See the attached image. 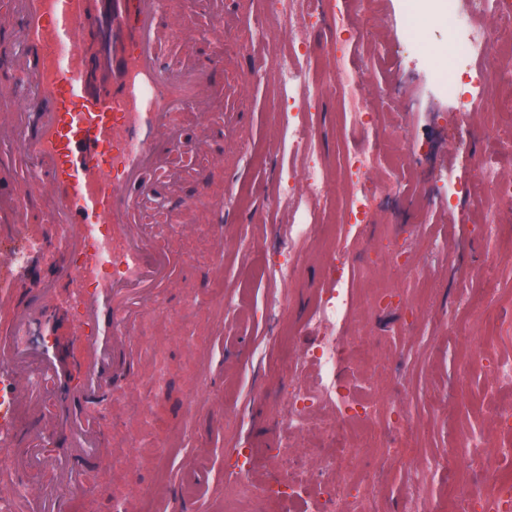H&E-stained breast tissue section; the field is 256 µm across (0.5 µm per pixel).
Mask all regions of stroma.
I'll use <instances>...</instances> for the list:
<instances>
[{
  "label": "stroma",
  "instance_id": "35a3bbf8",
  "mask_svg": "<svg viewBox=\"0 0 512 512\" xmlns=\"http://www.w3.org/2000/svg\"><path fill=\"white\" fill-rule=\"evenodd\" d=\"M184 7L198 21L201 56L223 59L224 81L209 124L201 125L188 108L179 128L187 137L205 128L215 159L185 157L164 172L172 177L171 195L188 203L206 195L208 208L226 220L167 234L181 273L144 303L129 336L147 373L126 385L118 404L124 418L112 429V454L121 463L104 470L97 485L65 487L73 512H127L131 506L162 512L164 493L182 498L187 512H224V484L241 454L261 484L279 485L284 448L309 470L321 469L327 452L317 432L269 425L284 379L280 359L298 357L313 343L304 324L326 286L329 248L341 245L356 256L370 236L387 232L396 234L409 264L423 265L424 272L397 282L402 302L389 309L370 305L383 277L358 282L354 310L365 357L343 382L354 392L372 386L384 405L404 396L411 428L356 431L353 464L377 481L376 512H402L405 489L418 475L427 498L448 512H464L465 503L448 494L442 464L449 456H456L457 476L469 487L489 493L496 480L512 478V458L494 451L512 444V429L495 421L497 407L512 403V387L497 386L468 359L483 334L480 310L512 325V209L500 214L488 236L477 231L478 207L466 197L452 211L442 205L405 217L383 206L370 223L339 234L335 217L343 190L329 188L320 200L306 194L307 160L296 154L292 137L317 84L325 88L313 110L318 160L336 166L341 152L364 136L340 129L327 42L333 9L321 6L319 21L290 26L270 0H224L233 24L215 31L208 0H184ZM344 8L363 36L345 60L360 69V95L384 118L366 136L381 138L393 151L417 145L411 165L433 182L449 175L467 180L480 158L512 183V152H501L493 139L499 114L472 107L478 137L471 141L447 122L448 79L461 74L447 18L411 9L407 0H346ZM301 47L306 75L283 87L271 63ZM437 47L447 48V63L435 60ZM288 176L294 195L285 198L278 187ZM306 212L324 224V235L303 254L293 281L278 285L263 275L265 260L282 226ZM217 234L224 237L219 254L212 248ZM278 290L287 302L274 327L264 307ZM473 432L493 448L475 465L465 457Z\"/></svg>",
  "mask_w": 512,
  "mask_h": 512
}]
</instances>
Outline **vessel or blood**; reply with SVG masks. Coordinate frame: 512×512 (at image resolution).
<instances>
[{"mask_svg":"<svg viewBox=\"0 0 512 512\" xmlns=\"http://www.w3.org/2000/svg\"><path fill=\"white\" fill-rule=\"evenodd\" d=\"M171 20L163 22L160 9ZM195 20L160 0H8L0 31L15 111L0 114L14 159L0 177L11 204L1 237L28 246L25 265L0 259V512H26L20 476L40 471L30 494L43 512H68L60 487L112 458V426L96 412L143 371L125 346L141 300L166 288L172 253L148 240L142 202L172 155L204 154L207 140L174 143L173 113L191 104L206 120L212 68L169 71L165 45L190 49ZM18 96V95H17ZM55 204L41 209L43 195ZM55 251V275L27 298L16 286Z\"/></svg>","mask_w":512,"mask_h":512,"instance_id":"vessel-or-blood-1","label":"vessel or blood"}]
</instances>
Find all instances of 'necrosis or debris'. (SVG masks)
Wrapping results in <instances>:
<instances>
[{
	"instance_id": "necrosis-or-debris-1",
	"label": "necrosis or debris",
	"mask_w": 512,
	"mask_h": 512,
	"mask_svg": "<svg viewBox=\"0 0 512 512\" xmlns=\"http://www.w3.org/2000/svg\"><path fill=\"white\" fill-rule=\"evenodd\" d=\"M453 22L461 30L462 55L471 62L469 69L462 74V82L452 81L448 84L449 98L458 99L464 96L466 89L478 91L484 87L490 70L489 56L496 53L497 44L492 41L490 30L472 26L468 17L457 16ZM382 159L387 160L392 172L403 173L407 170L403 154L383 156L376 145L367 140L343 154L340 172L346 191L340 230L368 223L376 192L367 173ZM476 170L477 177L471 183L462 184L451 179L441 195L410 197L400 194L395 199V205L402 210H418L428 208L441 196L467 195L481 203L482 227L484 231H492L495 214L503 205L512 204V184L500 182L493 167L487 163H478ZM321 232V225L306 216L288 225L268 264L269 271L276 273L283 282L292 281L298 258ZM361 260L366 269L382 265L404 278L414 271L392 236L368 244ZM353 263L354 259L349 253L340 249L329 251L331 286L308 319L316 341L303 360L286 364L288 381L280 390L282 407L277 415L278 425L315 430L323 442L331 447L342 441L346 424L350 421L375 425L382 423L387 429L397 431L408 426L402 406L384 409L378 403L362 401L346 392L336 376L339 369H350L352 363L356 362L360 347L355 337L345 338L340 334L350 309L347 276ZM310 365L317 372V381L313 384L305 376V369ZM330 405L337 408V415H326L325 409ZM280 465L288 476L289 512H298L300 501L297 491L305 483L318 487L319 512H372L374 483L355 476L348 456L328 455L323 472L315 475L308 473L299 460L287 456L281 457Z\"/></svg>"
}]
</instances>
